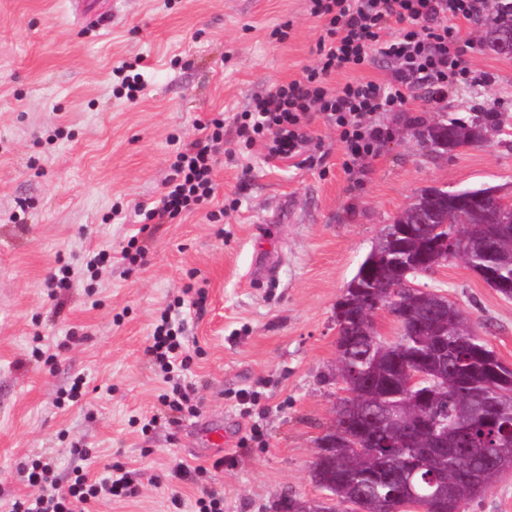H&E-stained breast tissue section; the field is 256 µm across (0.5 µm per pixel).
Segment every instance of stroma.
Returning <instances> with one entry per match:
<instances>
[{"mask_svg": "<svg viewBox=\"0 0 512 512\" xmlns=\"http://www.w3.org/2000/svg\"><path fill=\"white\" fill-rule=\"evenodd\" d=\"M309 0H0V512L32 494L21 470L53 459L59 486L75 470L128 472L138 488L93 512H198L202 490L224 512H280L286 499L318 500L317 440L343 395L336 377V303L386 224L422 190L492 187L512 197V57L490 50L475 26L466 50L473 80L443 97L418 89L401 112L379 114L373 157L352 163L324 119L306 161L238 145L234 117L255 95L300 77L324 34ZM290 23L286 40L271 32ZM145 78L136 103L119 98L122 63ZM224 115L211 210L163 224L145 267L103 269L94 296L76 281L59 299L44 286L55 267L89 249L119 252L133 208L164 192L182 143ZM499 119L479 146L441 155L418 137L440 120ZM251 168L243 177V168ZM122 204L121 214L112 207ZM25 209L24 223L10 221ZM209 209V210H210ZM448 296L512 367V299L451 260L418 277ZM198 350L187 374L195 415L169 422L163 383L145 349L153 324L187 289ZM42 337L56 362L31 360ZM87 394L58 406L76 375ZM253 394L239 404L240 392ZM95 448L83 458L75 442ZM461 512H512V469Z\"/></svg>", "mask_w": 512, "mask_h": 512, "instance_id": "stroma-1", "label": "stroma"}]
</instances>
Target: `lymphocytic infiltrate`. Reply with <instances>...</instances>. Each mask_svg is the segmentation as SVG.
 I'll return each mask as SVG.
<instances>
[{"instance_id": "f902f5d3", "label": "lymphocytic infiltrate", "mask_w": 512, "mask_h": 512, "mask_svg": "<svg viewBox=\"0 0 512 512\" xmlns=\"http://www.w3.org/2000/svg\"><path fill=\"white\" fill-rule=\"evenodd\" d=\"M492 6V0H310L311 15L326 31L317 46L316 64L305 68L300 78L255 96L237 118L238 137L248 145H262L269 157L293 159L311 144L309 128L322 115L335 125L352 159L372 156L380 131L368 125V117L403 111L419 86L442 96L469 80L464 59L468 39L462 30ZM375 55L391 62L389 80L329 86L336 69L364 65ZM198 127L200 137L178 148L173 174L160 198L149 207L135 206L142 230L173 223L214 199L216 156L224 151V117L216 115ZM145 352L165 373L190 363L182 329L174 325L170 311L161 314ZM51 472V461L32 459L23 474L37 492L15 499L9 512H89L102 497L125 499L138 493L119 468L103 480L76 471L64 490L55 485Z\"/></svg>"}]
</instances>
